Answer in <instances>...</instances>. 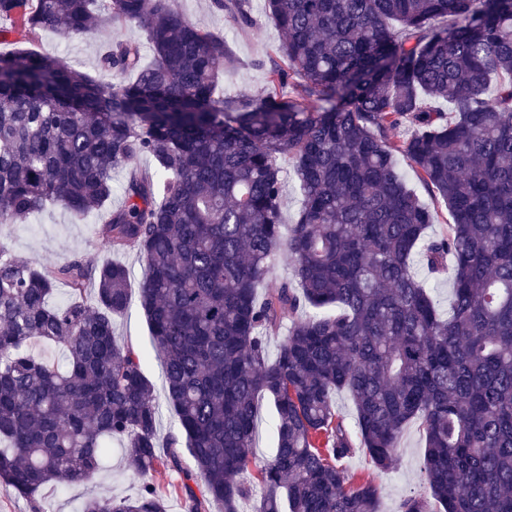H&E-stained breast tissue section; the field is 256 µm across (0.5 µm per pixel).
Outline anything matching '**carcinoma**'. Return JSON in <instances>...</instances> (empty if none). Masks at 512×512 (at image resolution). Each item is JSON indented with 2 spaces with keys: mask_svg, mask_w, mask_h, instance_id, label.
<instances>
[{
  "mask_svg": "<svg viewBox=\"0 0 512 512\" xmlns=\"http://www.w3.org/2000/svg\"><path fill=\"white\" fill-rule=\"evenodd\" d=\"M212 5L256 24L248 0ZM265 9L283 36L268 93L233 106L218 91L234 65L224 36L170 0H0V20L27 35L120 20L153 52L144 67L140 44L109 43L99 71L135 76L119 86L55 56L0 53V224L56 203L83 217L112 197L113 170L153 159L155 171H130L99 240L144 262L139 302L177 421L159 440L143 359L113 328L128 268L81 255L35 267L0 238V484L33 498L88 483L117 439L138 491L90 496L80 512H166L146 481L158 467L180 474L186 512L213 501L239 512L257 488L259 512H379V488L346 485L338 463L360 448L389 468L415 422L428 497L398 512H430L431 500L512 512V0ZM404 124L411 137L392 140ZM399 155L448 208L443 235L427 236L433 214ZM284 160L301 194L286 233ZM281 253L291 280L276 273ZM419 263L452 269L448 316ZM39 342L62 357H39ZM343 390L353 430L336 412ZM264 398L275 454L257 461Z\"/></svg>",
  "mask_w": 512,
  "mask_h": 512,
  "instance_id": "carcinoma-1",
  "label": "carcinoma"
}]
</instances>
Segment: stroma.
Instances as JSON below:
<instances>
[{"mask_svg":"<svg viewBox=\"0 0 512 512\" xmlns=\"http://www.w3.org/2000/svg\"><path fill=\"white\" fill-rule=\"evenodd\" d=\"M173 9L193 24L225 36L235 59L233 67L225 71L222 87L229 99L246 97L259 100L268 91L267 70L281 42L280 31L264 14V0H249L256 24L253 28L239 29L231 18L217 13L211 0H170ZM143 42V33L133 24L116 22L111 34L88 32L62 37L59 33L44 30L24 37L9 35L0 40V52L28 49L42 54L63 58L74 69L94 74L107 38ZM398 172L410 188L434 214L428 229L429 235L443 234L449 221L446 206L437 201L425 186L415 169L406 160H399ZM103 212H93L83 219H76L60 205L47 207L37 214L19 218L11 224H0V237L8 241L14 255L37 266L57 262L63 257L78 254L97 263L118 261L131 271L129 306L115 318L117 336L125 340L142 355L144 372L154 386V398L159 405L158 436L166 438L174 430V413L166 398L161 379L160 360L156 357L150 328L139 303V288L144 278L143 265L135 253L113 255L100 247L97 226ZM425 441L417 424L406 426L396 458L389 470H378L369 455L356 452L342 461L341 466L348 482L369 480L380 488V512H398L400 501L423 490V454ZM138 483L125 468L120 449H113L104 470L88 484H50L39 492L36 499L20 497L6 486L0 485V512H33L35 505H42L44 512H77L86 496H124L136 491Z\"/></svg>","mask_w":512,"mask_h":512,"instance_id":"35a3bbf8","label":"stroma"}]
</instances>
